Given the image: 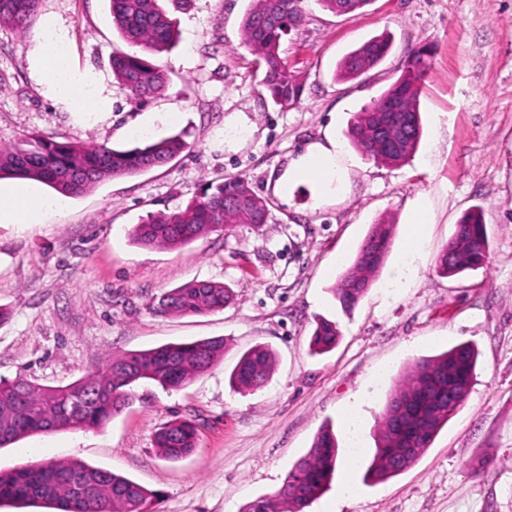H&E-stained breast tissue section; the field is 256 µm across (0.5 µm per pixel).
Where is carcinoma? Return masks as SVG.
<instances>
[{"instance_id": "cac0c4a2", "label": "carcinoma", "mask_w": 512, "mask_h": 512, "mask_svg": "<svg viewBox=\"0 0 512 512\" xmlns=\"http://www.w3.org/2000/svg\"><path fill=\"white\" fill-rule=\"evenodd\" d=\"M327 10L343 15L365 8L371 0H318ZM112 23L121 38L140 48L138 53H112V73L131 99L141 101L160 94L167 74L151 57L175 40V26L161 0H109ZM303 0H249L241 23V42L255 56L261 86L268 100L286 109L301 97L302 85L282 56L285 36L304 19ZM40 0H0V25L28 28ZM390 42L375 36L347 53L337 64L336 79L355 80L377 66ZM428 46L411 50L394 83L377 99L354 113L345 135L360 153L385 166L407 162L421 138L419 98L432 69ZM187 148L179 135L143 146L117 150L105 143L58 142L32 134L25 143L0 146V176L34 180L75 196L101 182L135 175L169 162ZM267 201L248 182L230 178L208 184L185 208L166 215H150L134 226L132 238L145 246H177L207 235L226 224H263ZM393 225L381 220L372 225L350 271L333 288L345 309L353 308L366 293L384 262L392 242ZM488 254V236L482 209L468 210L439 253L438 271L454 275L482 266ZM234 300L222 283L191 282L166 292L160 313L199 315L222 309ZM338 331L319 322L312 344L318 350L336 345ZM221 339L125 353L92 368L65 386H40L24 377L0 382V447L34 434L63 429L100 427L132 401V387L142 379L164 388H179L208 371L223 354ZM477 352L458 343L434 357L416 361L390 395L376 448L366 475L377 481L398 475L417 460L404 449L419 442L430 447L437 433L465 402L475 375ZM276 364L265 345L246 351L230 374L241 390L266 384ZM197 427L189 420H173L155 435V447L166 460H179L196 447ZM337 459L336 437L321 431L309 452L289 473L272 497L248 503L243 512H303L327 489ZM48 505L56 512H156L159 494L114 472L80 460L50 461L39 466L0 471V501Z\"/></svg>"}]
</instances>
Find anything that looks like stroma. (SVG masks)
Masks as SVG:
<instances>
[{"label":"stroma","instance_id":"1","mask_svg":"<svg viewBox=\"0 0 512 512\" xmlns=\"http://www.w3.org/2000/svg\"><path fill=\"white\" fill-rule=\"evenodd\" d=\"M247 0H188L170 8L177 44L155 58L168 82L142 105L112 76L125 49L108 0H41L18 33L0 28V145L33 132L76 144L126 148L183 134L188 147L166 164L105 179L63 198L38 224H0V379L69 384L114 356L207 338L224 353L178 389L143 382L132 405L105 426L26 436L0 448V470L78 459L157 491L158 512H241L273 496L321 429L338 460L329 489L305 512H512V0H372L336 15L304 0L306 18L283 49L302 83L297 104L266 99L262 75L241 44ZM67 31L73 65L101 82L112 110L94 122L51 99L33 75L32 41L48 18ZM391 50L362 77L335 80L337 62L373 36ZM434 67L419 99L423 135L409 162L388 167L353 153V191L315 206L309 184L287 199L269 182L325 128L344 133L354 112L398 77L414 48ZM174 121H162L163 113ZM246 179L269 203L266 223L230 224L176 247L134 243L149 215L184 208L205 184ZM428 197L423 244L408 254L410 202ZM484 210L486 264L453 277L435 259L470 207ZM394 226L389 254L351 312L331 293L372 224ZM230 287L235 301L204 315L157 312L159 297L189 281ZM339 340L315 354L317 322ZM478 350L470 394L408 469L368 483L365 470L386 401L416 359L460 343ZM272 347L276 366L256 391L229 375L241 354ZM196 424L186 458L169 462L156 432L174 419ZM488 459L486 471L473 464ZM356 497L342 499L343 484Z\"/></svg>","mask_w":512,"mask_h":512}]
</instances>
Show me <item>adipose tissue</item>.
I'll use <instances>...</instances> for the list:
<instances>
[{
    "mask_svg": "<svg viewBox=\"0 0 512 512\" xmlns=\"http://www.w3.org/2000/svg\"><path fill=\"white\" fill-rule=\"evenodd\" d=\"M31 55L37 62L34 75L52 99L73 104L85 115L100 113L107 106L108 97L100 83L77 77L61 23L51 19L44 24L33 41ZM351 168L350 156L328 129L288 162L272 182V192L284 199L293 185L307 182L315 189L317 204L342 200L352 193ZM56 204V199L28 186L0 185V224L39 223Z\"/></svg>",
    "mask_w": 512,
    "mask_h": 512,
    "instance_id": "1",
    "label": "adipose tissue"
}]
</instances>
